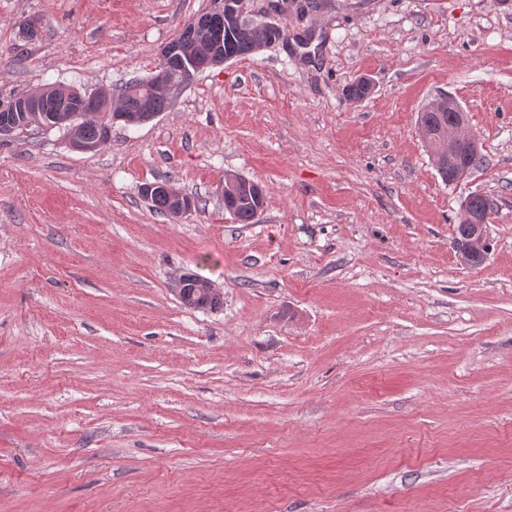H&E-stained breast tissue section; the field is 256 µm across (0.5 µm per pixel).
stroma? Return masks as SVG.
I'll return each mask as SVG.
<instances>
[{
    "mask_svg": "<svg viewBox=\"0 0 512 512\" xmlns=\"http://www.w3.org/2000/svg\"><path fill=\"white\" fill-rule=\"evenodd\" d=\"M207 5L0 0V102L154 75ZM248 9L287 44L100 150L0 142V512H512V0ZM441 94L487 158L451 185L416 129ZM228 174L262 185L258 223ZM162 181L195 212L156 213ZM473 192L496 207L466 268ZM189 272L221 308L180 303ZM478 201L480 202L479 204ZM462 214L466 224L461 223L458 216V222L453 233V244L465 241L471 234V228L468 224H473V233L469 239L465 243L457 245V258L461 265L466 266L465 256L473 252H483L488 248L489 236L487 228L492 216L491 204L484 195L473 193L463 204Z\"/></svg>",
    "mask_w": 512,
    "mask_h": 512,
    "instance_id": "1",
    "label": "stroma"
}]
</instances>
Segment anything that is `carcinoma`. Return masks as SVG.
<instances>
[{"mask_svg": "<svg viewBox=\"0 0 512 512\" xmlns=\"http://www.w3.org/2000/svg\"><path fill=\"white\" fill-rule=\"evenodd\" d=\"M183 43L182 57H191L197 61L205 60L212 55L215 44H224V54L238 58L250 55L262 45L277 42L286 37L282 30L254 24L244 29H237L229 20H221L207 12H202L188 21L178 33ZM143 81H136L119 90L117 96L110 94L102 96L97 103V112L92 115L80 111L77 100L80 91L72 87L47 84L44 89L51 93L47 98L48 104H53L55 94L68 93L69 111L27 112L22 106L25 94L20 93L7 101L0 103V137L23 132L32 127L46 130L58 128L69 131L76 130L79 137L86 143L97 145L107 141L112 123L115 121L114 101L125 110V115L141 124L170 106V98L164 94L148 95L142 89ZM457 113L419 112L417 116L419 134L425 147L437 150L441 140L448 134V126L453 124ZM230 214L239 224H254L258 221L260 211L253 201L240 200L234 204ZM184 286L180 289L179 299L189 308L215 310L222 306L223 296L220 293L207 294L197 287L199 276L192 273L183 275Z\"/></svg>", "mask_w": 512, "mask_h": 512, "instance_id": "1", "label": "carcinoma"}]
</instances>
